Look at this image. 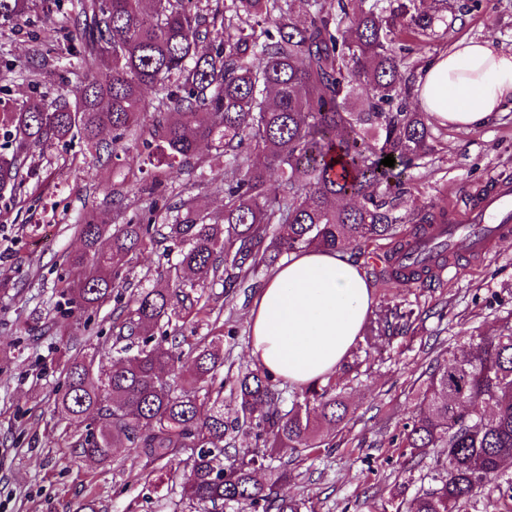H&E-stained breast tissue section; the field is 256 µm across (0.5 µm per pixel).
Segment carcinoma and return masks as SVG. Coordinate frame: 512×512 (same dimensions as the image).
<instances>
[{"mask_svg": "<svg viewBox=\"0 0 512 512\" xmlns=\"http://www.w3.org/2000/svg\"><path fill=\"white\" fill-rule=\"evenodd\" d=\"M296 17L288 0H79L82 27L69 50L86 65L107 59L112 76L73 90L74 100L49 105L30 98L0 113V126L18 143L0 153V192L15 187L32 147L51 139H80L98 155L118 157L137 136L155 167L192 170L206 139L224 151V214L213 220L190 197L163 198L164 220L74 225L84 250L71 259L82 275L62 286L77 311L101 306L127 288V258L150 246L177 252L178 264L156 271L155 282L130 296L113 328L116 353L109 373L92 363L67 364L60 405L76 420L94 416L74 443L79 456L105 463L125 441L151 469L188 467L181 498L224 512H302L305 503L280 496L287 468L266 455L243 453L229 465L240 433L256 447L302 453L323 445L320 424H338L347 408L331 383H311L289 410L280 408V379L247 370L233 381L239 409L224 419L223 390L205 387L224 363L216 337L186 343L180 322L201 312L196 282L216 278L224 291L245 287L257 267H271L306 249L346 253L388 241L401 248L405 223L426 233L448 223L445 211L404 210L410 171L434 151L430 116L406 105L410 87L393 50L397 20L415 38L435 15L423 0H307ZM30 0H0V21L17 23ZM161 87L156 103L148 87ZM112 130V141L99 137ZM391 155L394 166L381 164ZM277 178L282 193L269 185ZM109 236V248L100 240ZM412 312L387 307L370 337L410 327ZM189 362V378L182 365ZM422 414L403 426L399 447L416 458L431 450L438 484L422 491L410 512H467L478 490L498 492L512 512V324L470 337L466 353L430 369L417 392ZM267 472L265 480L258 472Z\"/></svg>", "mask_w": 512, "mask_h": 512, "instance_id": "carcinoma-1", "label": "carcinoma"}]
</instances>
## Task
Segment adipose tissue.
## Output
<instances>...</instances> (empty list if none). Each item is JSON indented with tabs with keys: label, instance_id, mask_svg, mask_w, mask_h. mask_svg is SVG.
<instances>
[{
	"label": "adipose tissue",
	"instance_id": "obj_1",
	"mask_svg": "<svg viewBox=\"0 0 512 512\" xmlns=\"http://www.w3.org/2000/svg\"><path fill=\"white\" fill-rule=\"evenodd\" d=\"M422 111L449 127L484 126L512 107V50L491 40H460L421 70ZM374 289L348 256L291 254L261 289L249 316L252 362L295 386L326 380L363 333Z\"/></svg>",
	"mask_w": 512,
	"mask_h": 512
}]
</instances>
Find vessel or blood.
Returning <instances> with one entry per match:
<instances>
[{"mask_svg":"<svg viewBox=\"0 0 512 512\" xmlns=\"http://www.w3.org/2000/svg\"><path fill=\"white\" fill-rule=\"evenodd\" d=\"M512 234V182L497 181L483 194L477 209L467 212L460 221L433 225L429 234L410 237L409 243L395 254L371 255L372 264L390 272H401L420 265L427 267L432 276L444 278L453 271V264H441L436 256L441 248L472 258L490 254L494 243Z\"/></svg>","mask_w":512,"mask_h":512,"instance_id":"vessel-or-blood-1","label":"vessel or blood"}]
</instances>
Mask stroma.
I'll return each mask as SVG.
<instances>
[{
    "label": "stroma",
    "instance_id": "obj_1",
    "mask_svg": "<svg viewBox=\"0 0 512 512\" xmlns=\"http://www.w3.org/2000/svg\"><path fill=\"white\" fill-rule=\"evenodd\" d=\"M77 19L78 0H40L25 21L0 23V109L30 96L55 101L81 81L108 79V64L90 71L66 55V37ZM459 39L512 47V0H450L433 36L400 32L395 47L416 77L430 55ZM433 134L438 149L412 171L410 207L444 209L454 217L477 206L495 181L512 180L511 107L480 128L438 125ZM198 155L200 169L167 170L166 193L193 197L201 211L217 218L224 212L217 188L224 155L207 143ZM143 159L136 148L107 159L78 141L53 139L27 157L16 191L0 193V512H80L89 498L100 512H198L179 496L186 469L151 473L124 442L103 464L78 457L79 425L54 406L64 389V361L90 359L96 371L111 368L94 350L111 346L113 313L128 301L110 297L78 322L67 315L59 291L79 275L69 256L82 242L66 227L80 219L115 224L116 192L126 218L142 222L152 202L150 181L128 173ZM455 267L454 278L423 288L374 281L378 305L412 310V325L387 339L359 340L351 349L335 374L347 416L325 428L324 447L283 453V495L305 501L313 512H394L433 486V456L402 455L399 437L429 365L462 354L475 330H495L512 314V237L486 259L456 258ZM269 276L259 270L254 288L230 296L219 283L205 281L204 311L185 320L183 334L193 344L209 335L214 321L224 324V365L215 380L226 385L228 418L238 410L231 383L253 366L249 315Z\"/></svg>",
    "mask_w": 512,
    "mask_h": 512
}]
</instances>
